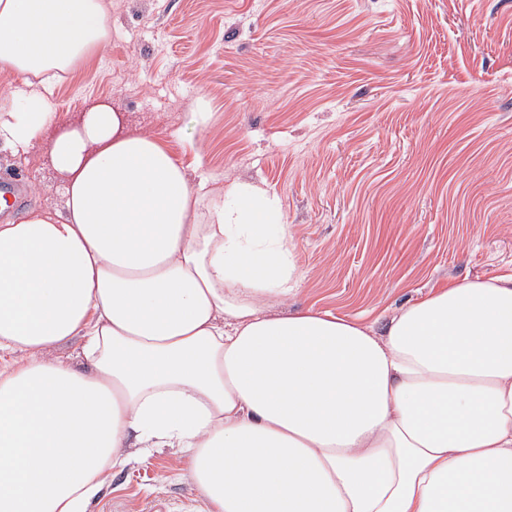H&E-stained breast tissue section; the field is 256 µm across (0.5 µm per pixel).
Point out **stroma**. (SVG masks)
Instances as JSON below:
<instances>
[{
    "mask_svg": "<svg viewBox=\"0 0 512 512\" xmlns=\"http://www.w3.org/2000/svg\"><path fill=\"white\" fill-rule=\"evenodd\" d=\"M111 41L58 77L59 126L106 102L193 180L278 201L301 273L278 312L382 324L430 291L512 273V0H107ZM210 114L200 124L199 109ZM62 208L46 145L0 151ZM197 512L175 448L112 479L89 512Z\"/></svg>",
    "mask_w": 512,
    "mask_h": 512,
    "instance_id": "stroma-1",
    "label": "stroma"
}]
</instances>
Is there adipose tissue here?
I'll list each match as a JSON object with an SVG mask.
<instances>
[{"instance_id":"ef3b65f1","label":"adipose tissue","mask_w":512,"mask_h":512,"mask_svg":"<svg viewBox=\"0 0 512 512\" xmlns=\"http://www.w3.org/2000/svg\"><path fill=\"white\" fill-rule=\"evenodd\" d=\"M105 0H0V148L110 40ZM64 209L0 224V512H87L135 448L200 512H512V274L365 325L308 308L277 202L191 183L110 104L58 131ZM82 341L83 369L53 352Z\"/></svg>"}]
</instances>
